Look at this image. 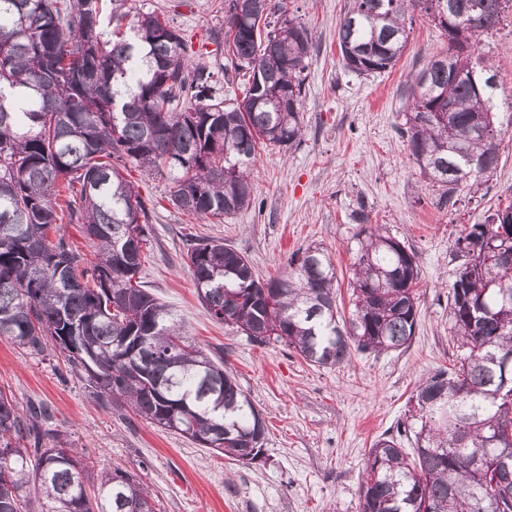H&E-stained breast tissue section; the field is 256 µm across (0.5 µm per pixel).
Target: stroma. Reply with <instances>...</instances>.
Listing matches in <instances>:
<instances>
[{
  "label": "stroma",
  "instance_id": "1",
  "mask_svg": "<svg viewBox=\"0 0 512 512\" xmlns=\"http://www.w3.org/2000/svg\"><path fill=\"white\" fill-rule=\"evenodd\" d=\"M347 0H287L288 14L312 34L302 107L303 134L293 147L261 148L253 165L255 201L223 218H202L168 202L171 183L131 170L157 200L152 250L140 277L149 292L202 347L224 352L245 395L268 428L262 462L244 466L188 438L151 425L129 408L105 407L90 395L81 367L56 348L34 357L0 339V390L20 411L49 408L47 430L86 449L95 472L137 475L159 512H359L365 455L404 419L421 379L449 366L458 350L448 322L454 243L488 211L512 205V0L493 32L476 46L497 73L500 160L479 191L460 183L454 204L423 178L401 138L406 80L448 43L427 16L406 20L408 45L393 69L348 73L337 41ZM180 29L193 66L224 75L243 90L224 52V0H128ZM409 245L420 268V320L404 351L356 353L339 366L306 363L281 344L259 346L214 321L197 297L184 259L191 240H224L252 262L261 279L281 274L298 249L324 246L337 269L336 296L349 315L355 212Z\"/></svg>",
  "mask_w": 512,
  "mask_h": 512
}]
</instances>
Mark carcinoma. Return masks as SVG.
Instances as JSON below:
<instances>
[{"instance_id":"carcinoma-1","label":"carcinoma","mask_w":512,"mask_h":512,"mask_svg":"<svg viewBox=\"0 0 512 512\" xmlns=\"http://www.w3.org/2000/svg\"><path fill=\"white\" fill-rule=\"evenodd\" d=\"M0 0V338L40 356L48 342L82 367L99 403L135 414L240 461L263 455L266 423L224 365L177 325L167 306L119 268L120 251L142 267L151 243L146 199L123 171L163 175L170 202L222 217L252 204L250 171L261 145H293L311 33L270 5L264 28L236 21L224 0L225 49L244 77L242 100L224 99L220 80L189 68L181 31L127 0ZM504 0H347L337 37L344 68L358 75L393 67L408 43L405 16L421 10L448 39L411 77L403 138L421 172L451 200L458 185L497 169L493 66L472 51L494 29ZM261 78H256V73ZM283 99H265L267 90ZM82 225L94 250L86 263L64 236L60 216ZM352 311L338 316L336 266L322 246L300 249L288 271L256 278L243 253L214 238L187 250L199 300L213 320L259 345L279 343L318 367L355 352L408 348L418 322L416 253L379 225L358 224ZM461 260L448 289L451 333L467 354L428 374L413 391L396 433L368 450L359 512H512V207L496 209L455 241ZM48 409L21 412L0 393V512H156L151 492L119 468L94 473L61 434L42 443ZM410 443L412 450L404 448Z\"/></svg>"}]
</instances>
